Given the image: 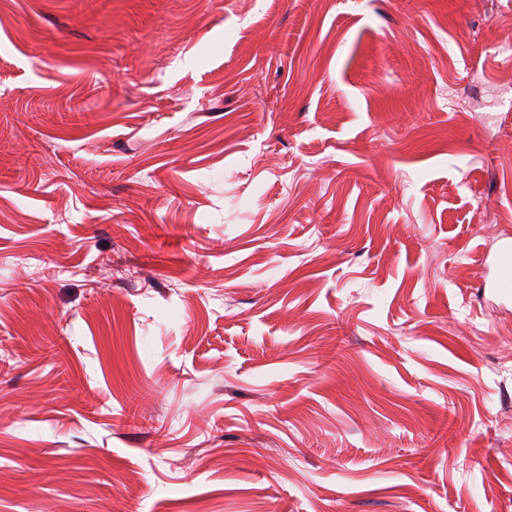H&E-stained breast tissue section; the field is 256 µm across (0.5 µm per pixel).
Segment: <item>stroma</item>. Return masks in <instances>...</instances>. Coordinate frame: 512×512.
I'll return each mask as SVG.
<instances>
[{"label":"stroma","instance_id":"35a3bbf8","mask_svg":"<svg viewBox=\"0 0 512 512\" xmlns=\"http://www.w3.org/2000/svg\"><path fill=\"white\" fill-rule=\"evenodd\" d=\"M512 0H0V512H512ZM493 260L497 268L504 272L491 283V288L502 298L509 299L512 296V280L506 275V271L512 266V242L506 241L502 244Z\"/></svg>","mask_w":512,"mask_h":512}]
</instances>
